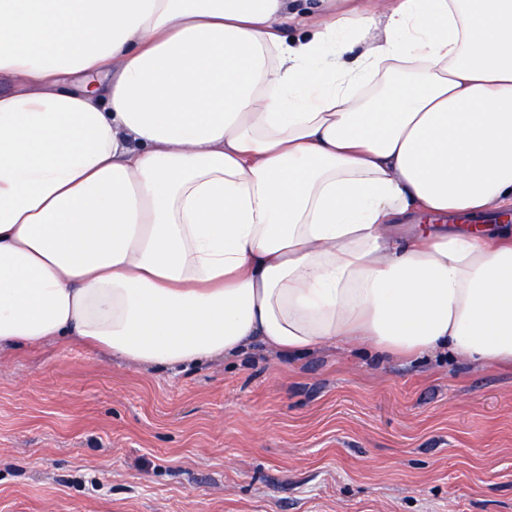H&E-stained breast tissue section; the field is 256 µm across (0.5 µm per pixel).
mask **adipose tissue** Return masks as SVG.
Returning <instances> with one entry per match:
<instances>
[{"mask_svg":"<svg viewBox=\"0 0 512 512\" xmlns=\"http://www.w3.org/2000/svg\"><path fill=\"white\" fill-rule=\"evenodd\" d=\"M0 0V352L512 363V0Z\"/></svg>","mask_w":512,"mask_h":512,"instance_id":"ef3b65f1","label":"adipose tissue"}]
</instances>
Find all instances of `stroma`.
Masks as SVG:
<instances>
[{
    "label": "stroma",
    "mask_w": 512,
    "mask_h": 512,
    "mask_svg": "<svg viewBox=\"0 0 512 512\" xmlns=\"http://www.w3.org/2000/svg\"><path fill=\"white\" fill-rule=\"evenodd\" d=\"M0 512H512V368L6 351Z\"/></svg>",
    "instance_id": "stroma-1"
}]
</instances>
